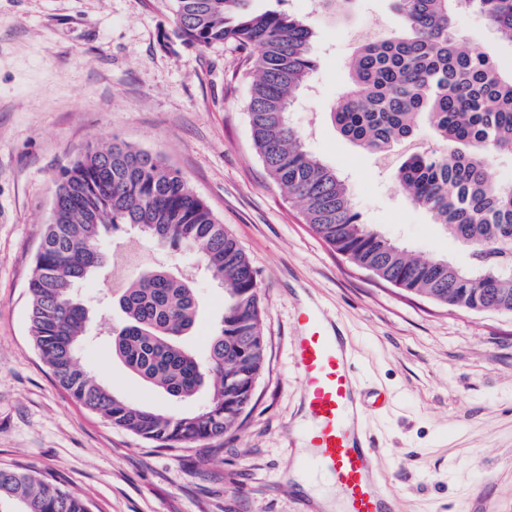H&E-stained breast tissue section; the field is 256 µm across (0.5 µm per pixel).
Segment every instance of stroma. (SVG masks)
I'll use <instances>...</instances> for the list:
<instances>
[{"mask_svg":"<svg viewBox=\"0 0 512 512\" xmlns=\"http://www.w3.org/2000/svg\"><path fill=\"white\" fill-rule=\"evenodd\" d=\"M304 16L318 67L290 108L307 149L346 181L364 223L415 256L471 262L417 208L388 168L344 138L330 112L357 47L401 32L393 0H354L332 22L295 0H251ZM457 27L474 52L512 70V46L483 17ZM249 62L232 42L179 35L173 0H0V466L62 479L92 512H303L288 470L305 448L304 393L292 366L299 308L338 316L366 387L384 393L364 430L395 512H512V314L452 309L352 264L306 224L252 145ZM120 140L158 154L236 238L262 286L266 362L233 436L165 448L113 427L53 379L29 335L28 280L51 218L54 181L88 144ZM106 278L80 292L94 317L79 361L127 401L165 414L202 407L130 374L105 328L121 285L152 266L198 297L185 344L198 357L224 311V289L188 251L126 227L103 242Z\"/></svg>","mask_w":512,"mask_h":512,"instance_id":"obj_1","label":"stroma"}]
</instances>
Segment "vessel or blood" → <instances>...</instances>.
Masks as SVG:
<instances>
[{"label":"vessel or blood","mask_w":512,"mask_h":512,"mask_svg":"<svg viewBox=\"0 0 512 512\" xmlns=\"http://www.w3.org/2000/svg\"><path fill=\"white\" fill-rule=\"evenodd\" d=\"M292 362L311 420L304 439L314 450L302 466L328 473L343 512H390V492L376 469L379 450L357 430L356 362L324 310L308 307L300 313Z\"/></svg>","instance_id":"obj_1"}]
</instances>
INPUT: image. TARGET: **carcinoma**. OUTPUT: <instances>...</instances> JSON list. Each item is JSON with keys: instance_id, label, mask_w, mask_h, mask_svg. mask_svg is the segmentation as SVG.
<instances>
[{"instance_id": "1", "label": "carcinoma", "mask_w": 512, "mask_h": 512, "mask_svg": "<svg viewBox=\"0 0 512 512\" xmlns=\"http://www.w3.org/2000/svg\"><path fill=\"white\" fill-rule=\"evenodd\" d=\"M181 36L205 47L235 41L252 59L247 117L255 151L271 181L302 203L304 220L325 243L377 278L467 311L512 312V184L494 181L496 158L512 159V73L470 52L455 29L459 11L480 13L512 46V0H393L402 35L365 42L348 63L349 85L332 116L345 138L384 156L412 143L420 124L439 149L415 150L392 172L413 204L469 248L467 269L422 260L365 224L349 187L310 153L288 112L317 69L313 31L296 16L255 11L250 0H174ZM331 19L351 0H319ZM54 220L45 225L28 283L29 332L56 382L113 426L169 448L221 438L236 429L264 368L261 285L235 238L181 173L123 141L90 144L55 186ZM174 249H199L205 269L224 282V312L200 359L183 343L198 302L184 278L142 272L119 297L114 352L145 383L178 399L212 380L197 411L162 414L131 403L78 362L90 311L78 285L106 267L100 245L119 226ZM14 512H91L56 480L0 467V508Z\"/></svg>"}]
</instances>
